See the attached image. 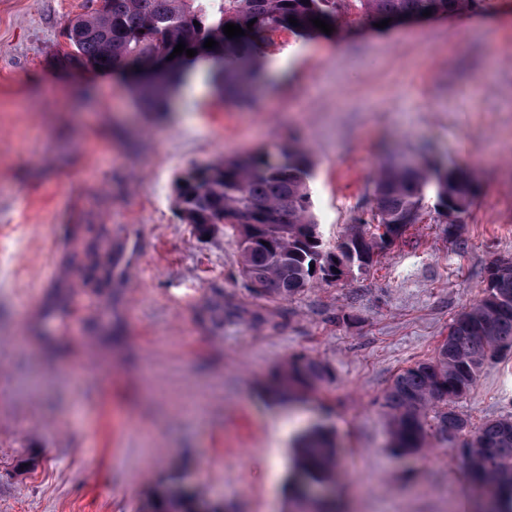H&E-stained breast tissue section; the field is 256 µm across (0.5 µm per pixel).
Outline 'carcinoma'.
Listing matches in <instances>:
<instances>
[{
  "mask_svg": "<svg viewBox=\"0 0 512 512\" xmlns=\"http://www.w3.org/2000/svg\"><path fill=\"white\" fill-rule=\"evenodd\" d=\"M344 0H103L90 14L71 19L66 27L70 50L63 54L74 68L113 69L135 66L136 99L149 112L161 111L173 86L197 63L224 58L217 79L224 95L247 103L249 87L261 80L260 58L269 35L284 30L298 38L319 32L312 20L336 28ZM371 20L392 22L431 14H448L472 0H354ZM298 20L293 26L289 17ZM252 30H247L248 22ZM239 25L246 35L228 38L223 27ZM218 45L204 48L206 39ZM184 42L193 49L168 59ZM149 71L163 75V85L147 89L139 82ZM312 161L303 149L283 147L275 153L257 151L226 159L217 166L194 170L180 180L177 205L186 224L203 232L212 224L232 230L239 266L262 288L265 298L286 300L315 282L327 280L325 267L366 271L373 266L378 243L390 226L419 215L425 196L434 194L442 213L453 217L474 204L477 187L461 168L385 165L374 182V208L367 227L343 234L332 250L324 248L312 212L309 179ZM243 224H263L251 239ZM512 347V262L491 271L480 300L458 314L434 358L401 370L384 391L391 424V448L404 455L421 451L428 431L447 441L469 427L450 404L474 386L484 362ZM329 376L325 364L298 357L283 370L288 388L309 389ZM464 495L482 502L483 512H512V417L488 420L465 443ZM335 445L320 429L302 435L295 448L294 469L301 478L295 495L306 497L311 486L333 480ZM200 501L168 491L153 500L148 512H199Z\"/></svg>",
  "mask_w": 512,
  "mask_h": 512,
  "instance_id": "1",
  "label": "carcinoma"
}]
</instances>
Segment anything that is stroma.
Wrapping results in <instances>:
<instances>
[{"instance_id": "obj_1", "label": "stroma", "mask_w": 512, "mask_h": 512, "mask_svg": "<svg viewBox=\"0 0 512 512\" xmlns=\"http://www.w3.org/2000/svg\"><path fill=\"white\" fill-rule=\"evenodd\" d=\"M96 5L0 0V512H147L171 484L224 512H293L292 468L270 480L267 458L314 427L338 450L330 489L346 512H469L464 437L395 454L383 393L512 260V0L384 28L345 0L334 34L272 35L262 58L286 68L251 106L202 73L164 112L120 74L61 66L65 27ZM291 143L310 154L330 248L370 220L388 160L427 151L472 171L477 198L450 225L426 195L369 271L270 300L241 276L229 230L182 221L176 183ZM118 224L146 244L121 279ZM56 295L64 309L47 313ZM294 355L330 375L273 400ZM455 409L475 426L512 415V349Z\"/></svg>"}]
</instances>
